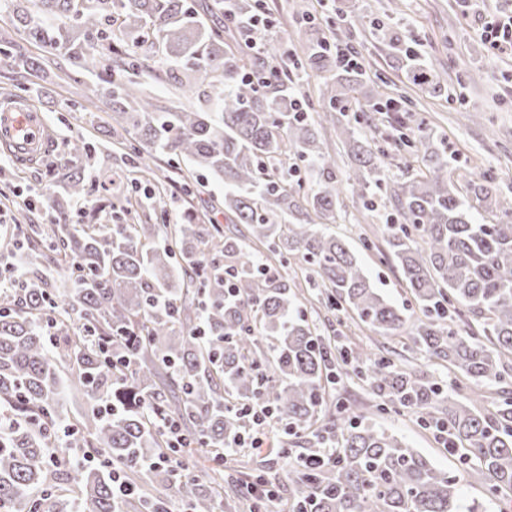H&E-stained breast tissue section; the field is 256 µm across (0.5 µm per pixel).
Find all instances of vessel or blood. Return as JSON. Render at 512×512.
<instances>
[{"mask_svg": "<svg viewBox=\"0 0 512 512\" xmlns=\"http://www.w3.org/2000/svg\"><path fill=\"white\" fill-rule=\"evenodd\" d=\"M54 146L53 135L39 111L22 101L0 100V148L15 162H33Z\"/></svg>", "mask_w": 512, "mask_h": 512, "instance_id": "1", "label": "vessel or blood"}]
</instances>
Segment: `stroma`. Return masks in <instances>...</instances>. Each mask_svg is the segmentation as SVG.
I'll list each match as a JSON object with an SVG mask.
<instances>
[{"label":"stroma","mask_w":512,"mask_h":512,"mask_svg":"<svg viewBox=\"0 0 512 512\" xmlns=\"http://www.w3.org/2000/svg\"><path fill=\"white\" fill-rule=\"evenodd\" d=\"M504 0H481L478 9L463 14L460 0H337L335 9L319 11L315 0H256V11L267 18L284 42L290 58L299 62L295 85L304 91L310 104H317L323 75L307 66L310 35L334 38L342 33L337 17L362 16L363 25L347 41L365 72L362 102L378 98L407 96L400 114L408 128L426 122L430 145L444 152L448 170L463 194H470L467 181L473 173H490L499 193L512 196V59L503 58L496 69H488L486 49L476 33L483 14L503 7ZM44 50L19 32H12L7 54H0V97L9 95L14 85L28 86L25 99L43 113L55 135V147L30 164H17L0 152V194L9 205L0 204V266L9 263L16 247L17 228L47 221L46 207L27 210L24 201L30 187L42 193L58 188L69 168H87L97 190L76 201L73 209L83 224H112L117 217L135 222L123 192L109 187L110 179L129 171L126 149L106 135L109 111L100 100L86 102L80 112H66L62 103L81 99L82 93L59 79L57 69L26 73L17 68L18 55L39 57ZM431 60L445 80L437 93L409 82L405 75L407 55ZM473 72L474 81H462L464 72ZM368 138L384 151L383 173L388 182L404 180L417 163L395 139L387 120L368 129ZM84 139L95 150L92 156L76 155V139ZM157 179L163 191L179 187L177 198L169 200L168 221L228 225L224 211V186L212 179L187 184L180 167L161 164ZM394 209L386 193H377L373 209H364L361 200L346 197L335 223L327 232L349 242L358 261L375 288L396 305L408 304L410 296L396 264L386 257L385 225ZM326 337L355 343L391 358L396 365L413 361L431 379L447 380L448 372L412 350L407 333L383 337L361 324L352 312H340L325 331ZM331 402L347 413L364 415L366 422L395 435L414 448L437 469L455 475L465 504L478 512H512V492L489 495L487 484L477 474L462 470L457 458L449 455L436 433L418 424L415 412L385 409V396L374 394L361 380L348 378L337 383ZM266 467L275 475L282 497L292 495L296 483L287 474L283 460L272 452L270 442L246 448L237 457L236 468L252 473Z\"/></svg>","instance_id":"stroma-1"}]
</instances>
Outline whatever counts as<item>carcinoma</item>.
I'll use <instances>...</instances> for the list:
<instances>
[{"instance_id":"1","label":"carcinoma","mask_w":512,"mask_h":512,"mask_svg":"<svg viewBox=\"0 0 512 512\" xmlns=\"http://www.w3.org/2000/svg\"><path fill=\"white\" fill-rule=\"evenodd\" d=\"M235 23L254 17L249 0H234ZM224 0H0V15L47 48L43 61L19 60L27 72L45 71L56 58L66 77L86 85L112 84V137L129 141L130 186L147 187L154 224H72V202L88 188L83 168L69 171L63 194L50 201L49 224L21 229L30 246L19 253L26 277L0 289V512H168L180 498L188 512H224V485L245 493L249 482L224 472V454L249 429L246 409L270 402L273 427L284 436L310 433L333 445V456L307 466L308 456L278 449L297 476L292 512H476L464 509L457 478L436 469L395 436L330 410L326 385L336 383L329 345L309 320L288 281L257 270L255 253L237 229L215 224H169L167 202L155 179L162 154L194 175L224 182V211L247 226L267 257L288 266L297 258L326 288L327 306L343 303L380 336L404 327L405 310L373 287L346 242L319 230L335 218L349 193L373 205L386 184L362 133L373 121L354 96L356 82L338 78L336 58L315 51L310 66L326 73L321 112L294 111L283 43L265 40L261 58L241 43L225 48L224 25L208 24ZM109 52L99 57L97 44ZM276 69L268 83L250 71ZM181 73L198 108H168L144 96L141 77ZM408 79L436 91L444 81L434 65L411 58ZM354 112L355 125L343 123ZM340 129L351 159L337 180L322 152L319 127ZM427 135L399 140L422 167L396 184L390 198L397 218L387 245L419 316L413 346L448 365V388L355 345L342 363L387 397L390 408L417 412L423 423L448 425L460 462L489 478L488 492L512 491V201L491 185L475 197L495 214L477 223L443 157ZM312 171L310 185L299 164ZM69 272L58 288L43 264ZM52 321L46 335L44 323ZM112 339L103 353L101 338ZM270 337L269 357L258 350ZM478 389L491 407L451 400L461 383ZM89 401L77 419L61 410L72 396ZM104 397L112 413L101 414ZM179 421L184 447L172 448L158 418ZM175 457L207 464L208 482L149 461ZM135 488L118 498L112 469Z\"/></svg>"}]
</instances>
